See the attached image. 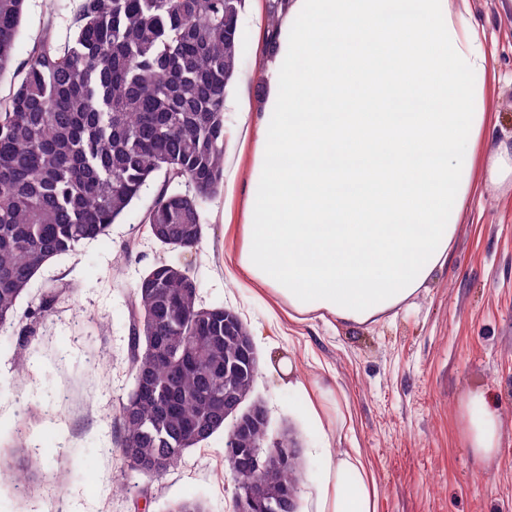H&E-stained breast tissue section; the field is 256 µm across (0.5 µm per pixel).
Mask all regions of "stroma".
Segmentation results:
<instances>
[{
	"label": "stroma",
	"instance_id": "stroma-1",
	"mask_svg": "<svg viewBox=\"0 0 512 512\" xmlns=\"http://www.w3.org/2000/svg\"><path fill=\"white\" fill-rule=\"evenodd\" d=\"M77 0H27L14 49L22 65L45 25L58 40L73 34ZM468 9L495 46L487 108L498 133L512 134V0H449ZM264 38L245 11L240 70L252 74L253 103L263 94ZM224 177L243 190L251 150L235 131ZM148 188L111 227L106 241L80 243L52 259L16 306L10 335L0 336V512H165L196 497L203 512H233L236 484L224 454L226 429L185 449L166 475L128 472L116 418L132 384L127 361L125 298L161 261L182 264L201 285L203 305L236 312L251 334L259 371L248 404L267 414L266 446L296 442L297 512H317L323 458L314 444L359 452L376 487V512H512V182L487 185L463 211L445 265L426 286L386 316L345 322L318 312L299 314L266 288L233 274L240 248L239 201L220 192L203 211V237L193 250L150 239L140 220L155 196ZM58 290L50 312H39ZM297 368L295 378L282 362ZM499 415L497 453L475 455L466 433L474 395ZM315 406L322 425L307 415ZM51 447L26 490L11 486L35 448ZM147 490L149 507L114 487Z\"/></svg>",
	"mask_w": 512,
	"mask_h": 512
}]
</instances>
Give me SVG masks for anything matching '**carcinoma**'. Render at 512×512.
I'll list each match as a JSON object with an SVG mask.
<instances>
[{
  "label": "carcinoma",
  "instance_id": "carcinoma-1",
  "mask_svg": "<svg viewBox=\"0 0 512 512\" xmlns=\"http://www.w3.org/2000/svg\"><path fill=\"white\" fill-rule=\"evenodd\" d=\"M26 0H0V78L12 67ZM245 0H80L73 36L47 23L0 97V329L44 263L110 227L164 173L142 216L148 237L199 246L203 208L224 186V96L239 69L237 23ZM200 284L158 262L135 283L128 361L147 393L121 399L118 447L133 473L162 476L183 449L224 429V387L249 396L256 356L248 330L224 306L204 307ZM238 447L265 435L252 405L237 418ZM51 448H37L15 478L25 483ZM287 454L240 470L296 512Z\"/></svg>",
  "mask_w": 512,
  "mask_h": 512
}]
</instances>
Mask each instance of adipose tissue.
<instances>
[{
	"instance_id": "adipose-tissue-1",
	"label": "adipose tissue",
	"mask_w": 512,
	"mask_h": 512,
	"mask_svg": "<svg viewBox=\"0 0 512 512\" xmlns=\"http://www.w3.org/2000/svg\"><path fill=\"white\" fill-rule=\"evenodd\" d=\"M283 0L266 52L260 109L228 89L252 139L238 270L297 312L380 316L448 260L479 191L477 148L490 131L492 56L448 0ZM474 453L499 445L496 411L475 398ZM326 460L317 512H375L359 455Z\"/></svg>"
}]
</instances>
